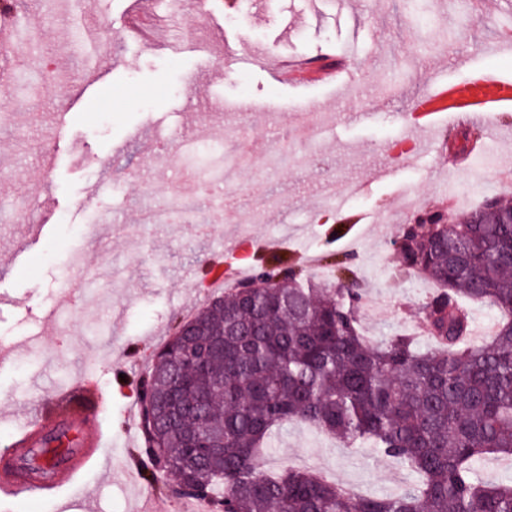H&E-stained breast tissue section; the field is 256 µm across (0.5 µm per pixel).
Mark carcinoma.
<instances>
[{"mask_svg":"<svg viewBox=\"0 0 512 512\" xmlns=\"http://www.w3.org/2000/svg\"><path fill=\"white\" fill-rule=\"evenodd\" d=\"M403 228L401 266L440 284L425 302L435 346L400 333L374 345L361 332L363 294L349 281L278 283L264 270L245 294L199 311L162 346L182 348L141 379L150 481L221 512H512V482L474 476L489 454L512 458V205L479 206L449 222L441 210ZM499 315L487 341L469 339V304ZM302 422L367 444L415 481L394 497H360L313 472L264 463L276 428ZM224 436L222 448L188 440Z\"/></svg>","mask_w":512,"mask_h":512,"instance_id":"obj_1","label":"carcinoma"}]
</instances>
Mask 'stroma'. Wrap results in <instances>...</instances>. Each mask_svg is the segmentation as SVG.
<instances>
[{"label":"stroma","instance_id":"35a3bbf8","mask_svg":"<svg viewBox=\"0 0 512 512\" xmlns=\"http://www.w3.org/2000/svg\"><path fill=\"white\" fill-rule=\"evenodd\" d=\"M16 0L39 19L34 45L0 55V447L9 444L46 394L96 371L107 389L105 424L133 409L131 389L170 334L172 320L202 309L182 271L201 263L239 225L268 239L302 214L298 240L251 253L253 269L281 258L335 286L325 256L336 253L368 303L362 329L376 344L413 334L434 289L405 274L394 245L416 212L461 215L487 197L512 200V177L496 155L512 151V116L497 131V154L473 155L478 128L454 121L432 155L427 138L398 114L434 79L464 80L449 55L512 77V53L483 43L512 30V0H351L337 15L324 0H213L210 15L168 14L163 0ZM113 34L112 53L101 42ZM446 43L447 54L433 44ZM253 51L266 62L331 54L358 79L355 98L319 81L290 83L238 65ZM318 124L308 142L305 120ZM195 126L197 143L174 155L150 145L153 123ZM394 159L397 181L378 158ZM235 164L223 195L197 192L200 177ZM362 184L333 223L318 219L324 184ZM195 193L193 223L146 218L145 195ZM98 201L99 210L87 209ZM141 426L112 446L77 481L50 495L0 493V512H181L179 499L146 494L131 459ZM269 470L305 469L363 495L389 496L414 477L372 448H350L302 424L284 426L265 459Z\"/></svg>","mask_w":512,"mask_h":512}]
</instances>
